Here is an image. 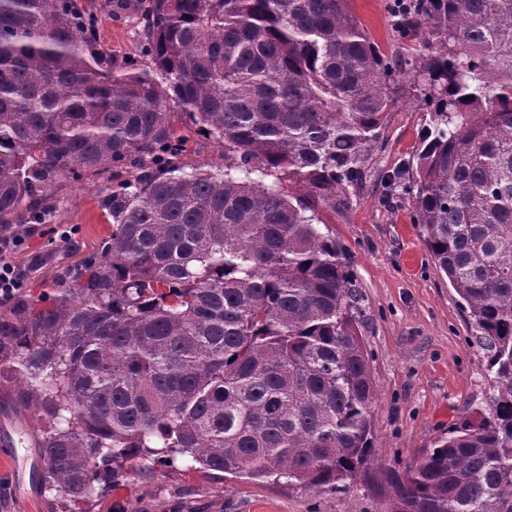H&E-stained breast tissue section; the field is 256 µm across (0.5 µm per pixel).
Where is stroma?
Here are the masks:
<instances>
[{
  "label": "stroma",
  "mask_w": 512,
  "mask_h": 512,
  "mask_svg": "<svg viewBox=\"0 0 512 512\" xmlns=\"http://www.w3.org/2000/svg\"><path fill=\"white\" fill-rule=\"evenodd\" d=\"M85 2L104 48L120 59L138 54L140 12H115L112 0ZM390 2L350 0V8L387 56L417 59L420 44L395 32ZM426 91L415 68L398 75L359 180L342 190L336 207L321 209L355 279L359 330L376 381L375 446L366 470L347 489L321 491L284 478L211 475L191 469L185 457L170 468L134 459L125 463L129 479L99 493L91 512H389L399 474L454 424L485 410L498 380L473 342L468 313L427 251L411 198L389 191V175L412 162L429 121ZM111 184L108 172L55 183L61 207L53 221L17 225L24 243L12 261L32 294L50 290L65 271L100 253L112 231L101 207L102 190Z\"/></svg>",
  "instance_id": "1"
}]
</instances>
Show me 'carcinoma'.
Here are the masks:
<instances>
[{"label": "carcinoma", "instance_id": "cac0c4a2", "mask_svg": "<svg viewBox=\"0 0 512 512\" xmlns=\"http://www.w3.org/2000/svg\"><path fill=\"white\" fill-rule=\"evenodd\" d=\"M145 63L79 0H0V225L126 168L101 255L0 311V382L34 412L63 512L164 448L207 471L337 489L374 447L352 273L319 208L361 175L403 66L350 0H145ZM429 123L390 186L468 310L498 386L392 483L391 512H512V0H413ZM222 147L221 165L188 143ZM189 161L193 163H221L219 154L221 148L209 141H191L189 143Z\"/></svg>", "mask_w": 512, "mask_h": 512}]
</instances>
